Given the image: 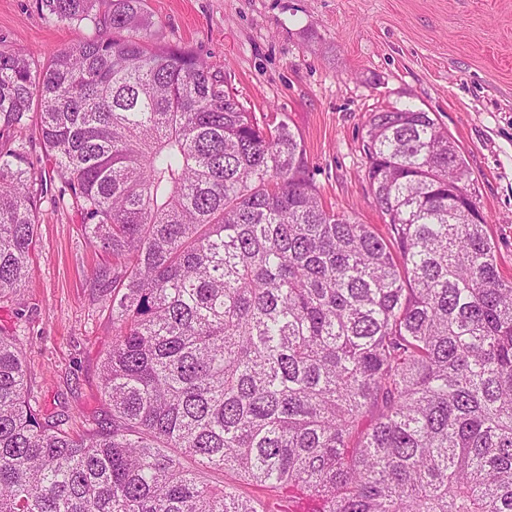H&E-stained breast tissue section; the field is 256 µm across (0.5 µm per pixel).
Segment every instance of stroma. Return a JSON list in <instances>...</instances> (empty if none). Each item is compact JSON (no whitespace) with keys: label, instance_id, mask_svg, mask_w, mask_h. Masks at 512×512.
I'll list each match as a JSON object with an SVG mask.
<instances>
[{"label":"stroma","instance_id":"stroma-1","mask_svg":"<svg viewBox=\"0 0 512 512\" xmlns=\"http://www.w3.org/2000/svg\"><path fill=\"white\" fill-rule=\"evenodd\" d=\"M152 39L193 51L230 77L244 106L276 113L300 136L320 195L379 228L363 178L369 112L434 113L471 172L467 190L489 222L499 269L512 277V0H145ZM90 33L48 22L38 0H0V46L39 61ZM23 135L44 201L27 288L0 299V329L22 349L29 403L68 415L80 434L105 413L101 364L112 343L110 257L80 213L53 205L61 180L35 126Z\"/></svg>","mask_w":512,"mask_h":512}]
</instances>
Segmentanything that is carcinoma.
I'll use <instances>...</instances> for the list:
<instances>
[{
  "instance_id": "1",
  "label": "carcinoma",
  "mask_w": 512,
  "mask_h": 512,
  "mask_svg": "<svg viewBox=\"0 0 512 512\" xmlns=\"http://www.w3.org/2000/svg\"><path fill=\"white\" fill-rule=\"evenodd\" d=\"M40 8L94 35L0 48V298L35 257L32 123L112 257L111 413L40 418L0 333V512H274L241 482L288 512H512V278L448 130L369 113L380 232L326 208L286 122L151 42L144 0Z\"/></svg>"
}]
</instances>
